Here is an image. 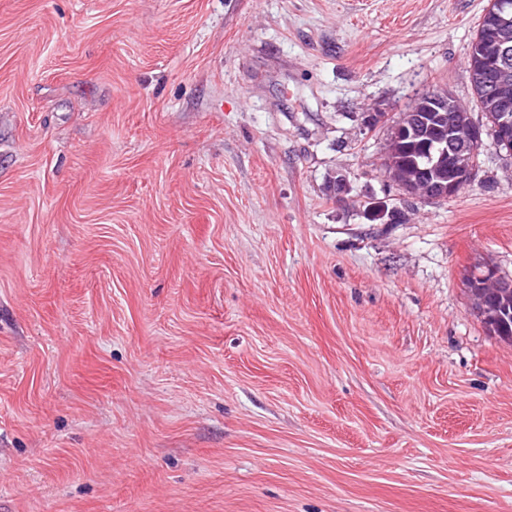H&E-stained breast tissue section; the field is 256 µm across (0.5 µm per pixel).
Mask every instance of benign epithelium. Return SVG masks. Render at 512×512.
Returning <instances> with one entry per match:
<instances>
[{
    "mask_svg": "<svg viewBox=\"0 0 512 512\" xmlns=\"http://www.w3.org/2000/svg\"><path fill=\"white\" fill-rule=\"evenodd\" d=\"M484 39L497 41L496 53L485 59L486 69L495 76L488 93L502 103L499 112L488 115L487 124L472 122L465 130L458 131L449 125L428 154L418 176L407 185H399L404 194L424 201H436L458 194L473 182L477 157L484 144V135L490 133L495 143L512 153V42L499 39L496 29L486 28ZM457 99L451 92L432 90L426 93L411 109V116L401 118L390 128L394 135L417 134L430 126L429 112H455Z\"/></svg>",
    "mask_w": 512,
    "mask_h": 512,
    "instance_id": "7a95c632",
    "label": "benign epithelium"
}]
</instances>
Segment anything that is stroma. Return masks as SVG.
I'll use <instances>...</instances> for the list:
<instances>
[{"label":"stroma","instance_id":"35a3bbf8","mask_svg":"<svg viewBox=\"0 0 512 512\" xmlns=\"http://www.w3.org/2000/svg\"><path fill=\"white\" fill-rule=\"evenodd\" d=\"M487 4L0 0V512H512V153L381 160ZM499 280H498V279ZM495 277L494 273L490 272L484 279L478 281L477 289L479 293H483L484 297L493 299L492 306L490 307L489 317L491 321H486L485 326L490 334L492 329L490 325H495L494 334L502 341L512 342V278ZM500 281V288H499ZM502 288L505 290L504 294ZM480 296L475 300L474 310L476 314L483 317L484 320L488 318V308L486 306L485 298Z\"/></svg>","mask_w":512,"mask_h":512}]
</instances>
